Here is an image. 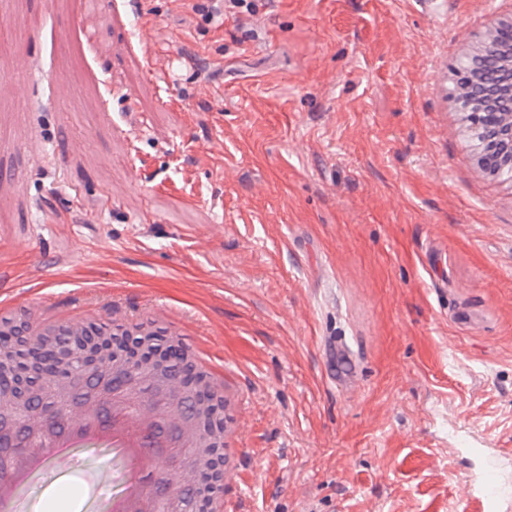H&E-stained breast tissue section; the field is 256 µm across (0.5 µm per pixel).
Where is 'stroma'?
Segmentation results:
<instances>
[{
  "instance_id": "1",
  "label": "stroma",
  "mask_w": 512,
  "mask_h": 512,
  "mask_svg": "<svg viewBox=\"0 0 512 512\" xmlns=\"http://www.w3.org/2000/svg\"><path fill=\"white\" fill-rule=\"evenodd\" d=\"M505 20L512 0H0V316L183 336L235 394L224 512H454L453 443L512 465V182L454 100ZM123 471L77 450L14 512H106ZM178 2H194L188 7L194 14H200L206 19L214 16V13L224 15V18L237 19L244 14L255 15L260 6H265V0H180ZM210 3V6L205 4ZM325 347L328 353L329 375L345 382L350 392H356L359 389L358 364L347 344L341 338L330 336L325 340Z\"/></svg>"
}]
</instances>
